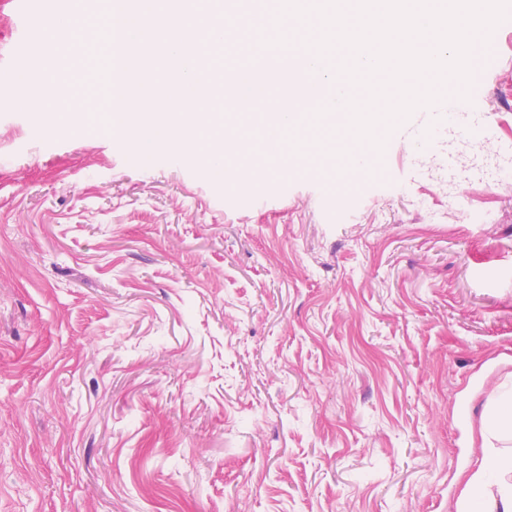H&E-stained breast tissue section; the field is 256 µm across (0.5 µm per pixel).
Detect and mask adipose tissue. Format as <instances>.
<instances>
[{
	"instance_id": "1",
	"label": "adipose tissue",
	"mask_w": 512,
	"mask_h": 512,
	"mask_svg": "<svg viewBox=\"0 0 512 512\" xmlns=\"http://www.w3.org/2000/svg\"><path fill=\"white\" fill-rule=\"evenodd\" d=\"M512 438V398H502L499 410L484 422L481 465L470 475L458 512H476V502L489 498L488 512H512V451H503L499 442Z\"/></svg>"
}]
</instances>
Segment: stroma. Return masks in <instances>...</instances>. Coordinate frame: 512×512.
I'll return each mask as SVG.
<instances>
[{"instance_id":"35a3bbf8","label":"stroma","mask_w":512,"mask_h":512,"mask_svg":"<svg viewBox=\"0 0 512 512\" xmlns=\"http://www.w3.org/2000/svg\"><path fill=\"white\" fill-rule=\"evenodd\" d=\"M473 64L343 194L0 95V512H457L512 388V19Z\"/></svg>"}]
</instances>
